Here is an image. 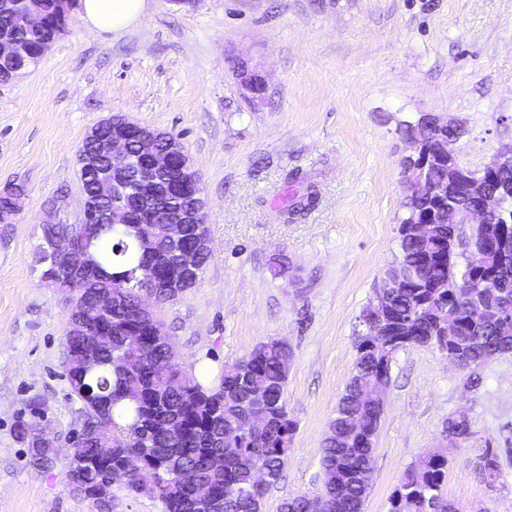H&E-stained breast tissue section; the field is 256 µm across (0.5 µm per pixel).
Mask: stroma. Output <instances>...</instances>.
<instances>
[{
    "instance_id": "stroma-1",
    "label": "stroma",
    "mask_w": 512,
    "mask_h": 512,
    "mask_svg": "<svg viewBox=\"0 0 512 512\" xmlns=\"http://www.w3.org/2000/svg\"><path fill=\"white\" fill-rule=\"evenodd\" d=\"M248 65L259 94L239 77ZM455 121L461 165L512 145V0H148L122 33L89 31L72 9L40 63L0 84V512H103L65 481L85 421L65 371L67 296L41 277L45 224L80 223L78 149L122 116L177 136L200 177L213 256L156 318L188 377L278 339L293 351L284 400L296 431L263 512L317 494L320 449L353 372L362 316L399 257L404 122ZM316 200L292 214L307 194ZM40 399L49 458L14 427ZM470 436L449 445L458 411ZM498 455L495 484L477 467ZM448 460L442 493L462 512H512V352L468 370L434 347L392 354L364 512H388L404 471Z\"/></svg>"
}]
</instances>
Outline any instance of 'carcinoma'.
<instances>
[{
	"label": "carcinoma",
	"mask_w": 512,
	"mask_h": 512,
	"mask_svg": "<svg viewBox=\"0 0 512 512\" xmlns=\"http://www.w3.org/2000/svg\"><path fill=\"white\" fill-rule=\"evenodd\" d=\"M20 13L44 16L42 25L22 30L15 24ZM65 31L56 19L54 0H0V39L21 45L28 56L40 62ZM403 132L421 146V165L433 189L429 195H410L399 224V270L407 274L402 287L386 298L387 288L375 291L376 305L387 320L386 335L398 336L410 345L440 346L439 336L453 320L462 336L465 355L473 365L512 352V335L499 334L492 311L512 307V211L476 230L469 255L459 265V231L448 223V204L477 206L466 189L467 169L448 158V139L461 129L448 131L422 119L405 122ZM430 216L424 236L413 234V220ZM81 224H43L42 241L61 236L78 237ZM206 224H190L177 245L157 227L150 240L140 238L123 224H97L93 242L107 247L92 255L85 282L59 280L43 266L42 278L72 293L70 309L82 319H67L64 346L67 379L83 402L85 423L105 421L108 434L86 440L84 466L68 461L65 481L79 495L97 505L107 504L112 486L109 476L135 492L157 495L164 512H262L264 494L256 490L253 469L260 461L276 483L282 474L296 425L288 418L283 400L287 373L284 365L293 357L287 343L269 340L256 345L246 356L224 365L217 386L208 388L186 379L174 362L170 337L152 316L136 309L139 286L161 278L158 258L173 260L193 254L198 272H203L211 254L197 247ZM474 280L494 277V287L475 288L474 299L456 300L453 292L462 284L463 271ZM112 294V308H99L95 295ZM109 337L98 363L88 368L84 352L91 340ZM379 366L372 354H357L354 373L329 423L321 456L320 496L327 512H362L369 484L355 480L364 465L373 461L374 448L360 445L363 436L376 437L380 417L376 408L382 397L369 376ZM271 423L268 432L251 431L254 416ZM16 438L34 456L37 440L27 432V421L15 425ZM226 448H239L235 457ZM153 463L156 482L140 486L134 476ZM480 464L482 479L492 484L498 477V456L485 450ZM446 459L428 454L408 468L390 497L389 512H448L442 497ZM193 471L213 491L212 503L192 507V489L179 474Z\"/></svg>",
	"instance_id": "carcinoma-1"
}]
</instances>
